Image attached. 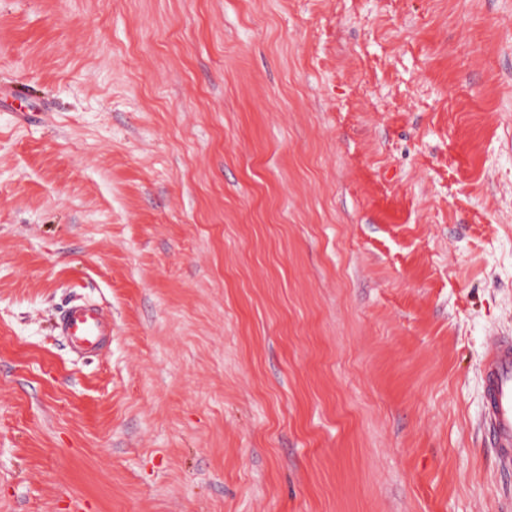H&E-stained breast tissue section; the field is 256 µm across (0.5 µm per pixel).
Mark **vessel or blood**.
<instances>
[{
  "mask_svg": "<svg viewBox=\"0 0 512 512\" xmlns=\"http://www.w3.org/2000/svg\"><path fill=\"white\" fill-rule=\"evenodd\" d=\"M55 329L70 349L94 352L112 334V317L100 305L83 302L67 306ZM483 410L486 431L498 457L512 464V336H498L487 345L482 362Z\"/></svg>",
  "mask_w": 512,
  "mask_h": 512,
  "instance_id": "1",
  "label": "vessel or blood"
}]
</instances>
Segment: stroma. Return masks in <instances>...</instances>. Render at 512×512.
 <instances>
[{
	"instance_id": "1",
	"label": "stroma",
	"mask_w": 512,
	"mask_h": 512,
	"mask_svg": "<svg viewBox=\"0 0 512 512\" xmlns=\"http://www.w3.org/2000/svg\"><path fill=\"white\" fill-rule=\"evenodd\" d=\"M500 334L512 0H0V512H512ZM55 330L70 349L94 352L112 336V316L100 305L83 301L68 305L56 321ZM482 373L489 441L501 461L512 464V336H497L488 343Z\"/></svg>"
}]
</instances>
